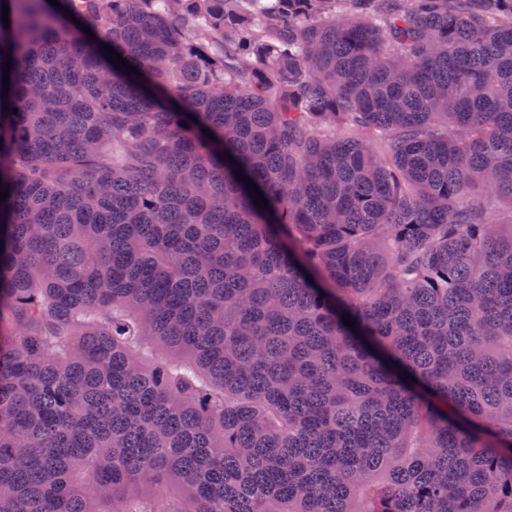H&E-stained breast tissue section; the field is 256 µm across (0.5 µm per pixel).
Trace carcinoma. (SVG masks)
Here are the masks:
<instances>
[{
  "instance_id": "obj_1",
  "label": "carcinoma",
  "mask_w": 512,
  "mask_h": 512,
  "mask_svg": "<svg viewBox=\"0 0 512 512\" xmlns=\"http://www.w3.org/2000/svg\"><path fill=\"white\" fill-rule=\"evenodd\" d=\"M58 2L0 0V512H512V0Z\"/></svg>"
}]
</instances>
